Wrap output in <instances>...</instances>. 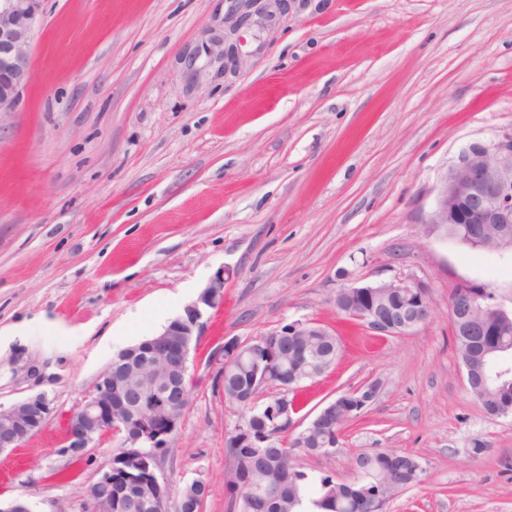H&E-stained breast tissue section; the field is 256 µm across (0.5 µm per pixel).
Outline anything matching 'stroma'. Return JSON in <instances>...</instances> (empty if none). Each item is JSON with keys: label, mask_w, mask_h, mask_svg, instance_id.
Segmentation results:
<instances>
[{"label": "stroma", "mask_w": 512, "mask_h": 512, "mask_svg": "<svg viewBox=\"0 0 512 512\" xmlns=\"http://www.w3.org/2000/svg\"><path fill=\"white\" fill-rule=\"evenodd\" d=\"M223 31L224 0H41L31 78L0 114V404L42 392L54 414L0 454V504L82 512L118 444L57 456L76 404L220 272L224 308L190 363L160 477H204V512H226L238 411L206 357L311 319L341 353L307 412L366 381L380 392L344 451L303 470L349 484L354 454L399 448L425 472L385 512H512V417L469 393L448 316L462 281L512 305V254L424 222L459 151L512 125V0H318L236 72L190 71L201 34ZM405 276L428 283L434 307L412 334L337 316L343 285Z\"/></svg>", "instance_id": "35a3bbf8"}]
</instances>
